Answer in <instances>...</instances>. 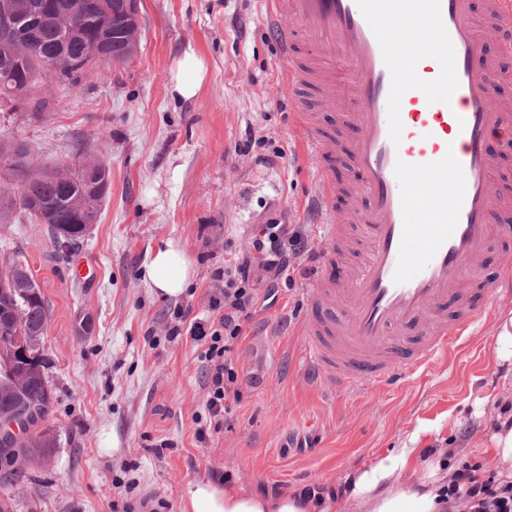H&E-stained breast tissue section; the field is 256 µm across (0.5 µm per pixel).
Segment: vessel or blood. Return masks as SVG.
I'll list each match as a JSON object with an SVG mask.
<instances>
[{
	"label": "vessel or blood",
	"instance_id": "vessel-or-blood-1",
	"mask_svg": "<svg viewBox=\"0 0 512 512\" xmlns=\"http://www.w3.org/2000/svg\"><path fill=\"white\" fill-rule=\"evenodd\" d=\"M286 70L288 98L309 135L333 254L366 255L344 287L324 269L306 294L304 361L317 382L370 391L447 360L481 315L448 320L466 299L493 241L491 217L512 204L487 153L491 132H512V109L497 105L486 70L512 77V48L486 69L473 61L489 28L512 27V0H489L486 23L469 0H263ZM290 26H281V19ZM338 109L360 136L350 152L366 210L333 209L328 178L335 139L303 111L302 89Z\"/></svg>",
	"mask_w": 512,
	"mask_h": 512
}]
</instances>
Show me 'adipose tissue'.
Segmentation results:
<instances>
[{
  "label": "adipose tissue",
  "mask_w": 512,
  "mask_h": 512,
  "mask_svg": "<svg viewBox=\"0 0 512 512\" xmlns=\"http://www.w3.org/2000/svg\"><path fill=\"white\" fill-rule=\"evenodd\" d=\"M206 59L194 46H186L170 69L168 90L178 102L194 100L208 76ZM144 278L152 293L180 297L195 276L193 260L179 242L167 240L149 256ZM419 435L402 447L389 449L367 469L349 479V498L355 512H465V502H445L444 490L452 475L445 449L418 460ZM331 503L315 505L295 493L267 497L231 482L197 480L182 492L181 512H330Z\"/></svg>",
  "instance_id": "ef3b65f1"
}]
</instances>
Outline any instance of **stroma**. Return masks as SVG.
I'll return each instance as SVG.
<instances>
[{"mask_svg": "<svg viewBox=\"0 0 512 512\" xmlns=\"http://www.w3.org/2000/svg\"><path fill=\"white\" fill-rule=\"evenodd\" d=\"M138 55L95 66L78 83L48 81L44 123L0 110V135L26 140L35 157L68 163L73 138L112 168L101 221L78 254L50 260L42 225L0 231V258L21 250L50 306L44 337L54 401L44 422L56 446L27 464L29 481L5 492L8 512H181L187 482L224 473L268 496L306 486L336 494L348 475L412 432L425 448L469 439L456 455L482 457L503 404H512V364L495 353L512 312V274L499 260L512 236L483 257L481 279L499 283L479 324L447 361L406 375L373 395L315 383L304 370L300 318L312 256L329 242L309 221L316 165L283 80L280 48L261 0H142ZM193 44L210 64L199 96L168 94L174 60ZM288 217L300 254L278 282V301L258 310L234 341L237 394L220 433L195 437L209 389L199 347L169 337L174 313L207 318L209 299L254 249L266 220ZM178 241L196 274L176 300L156 298L143 277L148 254Z\"/></svg>", "mask_w": 512, "mask_h": 512, "instance_id": "1", "label": "stroma"}]
</instances>
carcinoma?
Segmentation results:
<instances>
[{"label":"carcinoma","mask_w":512,"mask_h":512,"mask_svg":"<svg viewBox=\"0 0 512 512\" xmlns=\"http://www.w3.org/2000/svg\"><path fill=\"white\" fill-rule=\"evenodd\" d=\"M122 0H0V103L27 112L30 121L41 122L50 110L49 102L38 96L41 84L55 77L75 84L94 65L119 66L128 62L123 38L117 34L116 15ZM78 6L69 30L59 32L49 26L24 41L26 53L16 57L13 50L22 38L15 19L40 15L45 9ZM104 39L109 57L90 60L84 44ZM85 140L72 147L73 163L61 167L62 178L31 180L34 169L55 171L34 160L26 142L0 136V226L27 220L44 224L56 255L65 258L84 240L83 225L96 224L109 195L112 172L109 165L86 167ZM50 317L44 297L24 254L14 252L0 267V362L14 361L13 375H0V425L35 408L40 417L25 427L24 436H0V485H14L28 478L25 462L55 447L50 430L40 428L53 400L46 376L43 340ZM23 339L32 358L14 354Z\"/></svg>","instance_id":"carcinoma-1"}]
</instances>
